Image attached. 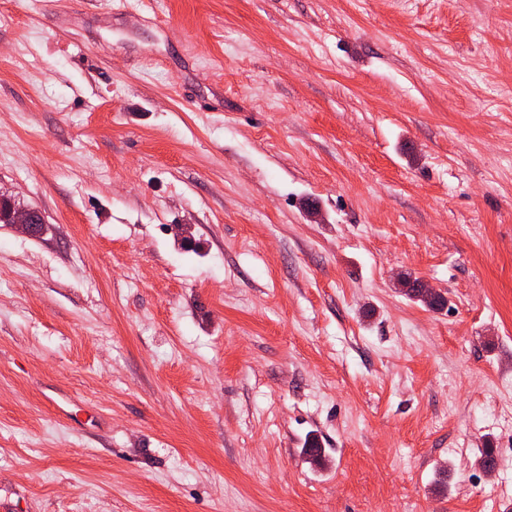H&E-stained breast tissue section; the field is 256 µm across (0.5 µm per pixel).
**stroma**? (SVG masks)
Segmentation results:
<instances>
[{"mask_svg":"<svg viewBox=\"0 0 512 512\" xmlns=\"http://www.w3.org/2000/svg\"><path fill=\"white\" fill-rule=\"evenodd\" d=\"M503 84L512 0H0V500L512 512ZM0 208L5 209L8 212L10 224H17L18 226L27 229L29 232H35L38 229L39 224L43 223L42 215L38 210L32 208H15L10 199L3 195H0ZM35 215L39 216V221H35Z\"/></svg>","mask_w":512,"mask_h":512,"instance_id":"1","label":"stroma"}]
</instances>
